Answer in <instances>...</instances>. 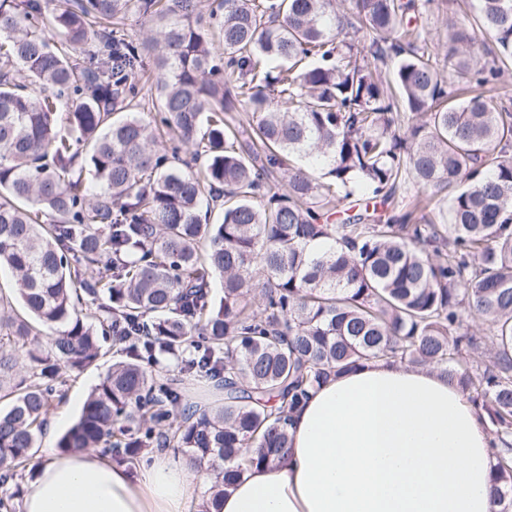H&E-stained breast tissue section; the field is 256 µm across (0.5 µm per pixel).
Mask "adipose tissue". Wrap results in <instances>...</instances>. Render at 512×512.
Instances as JSON below:
<instances>
[{
  "instance_id": "obj_1",
  "label": "adipose tissue",
  "mask_w": 512,
  "mask_h": 512,
  "mask_svg": "<svg viewBox=\"0 0 512 512\" xmlns=\"http://www.w3.org/2000/svg\"><path fill=\"white\" fill-rule=\"evenodd\" d=\"M277 464L249 471L211 512H495L491 437L440 373L372 361L313 392ZM197 481L172 451L137 475L89 451L47 452L22 512H195Z\"/></svg>"
}]
</instances>
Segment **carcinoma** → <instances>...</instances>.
<instances>
[{
	"label": "carcinoma",
	"mask_w": 512,
	"mask_h": 512,
	"mask_svg": "<svg viewBox=\"0 0 512 512\" xmlns=\"http://www.w3.org/2000/svg\"><path fill=\"white\" fill-rule=\"evenodd\" d=\"M443 2L219 0L206 24L198 0H0L1 485L118 322L63 453L177 448L221 495L283 458L311 391L394 360L483 416L512 512V0H453L435 39L418 21ZM131 13L153 34L125 33ZM162 134L199 168L168 164ZM196 376L224 400L183 403Z\"/></svg>",
	"instance_id": "cac0c4a2"
}]
</instances>
